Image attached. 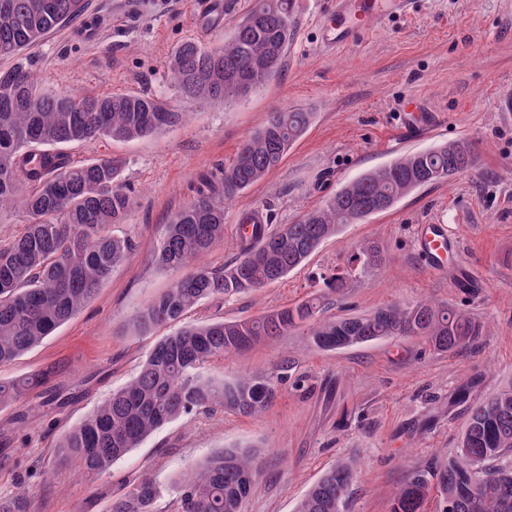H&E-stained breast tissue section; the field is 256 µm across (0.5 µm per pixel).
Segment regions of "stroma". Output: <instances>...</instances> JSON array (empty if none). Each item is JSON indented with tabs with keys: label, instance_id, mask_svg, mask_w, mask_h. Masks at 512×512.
Instances as JSON below:
<instances>
[{
	"label": "stroma",
	"instance_id": "1",
	"mask_svg": "<svg viewBox=\"0 0 512 512\" xmlns=\"http://www.w3.org/2000/svg\"><path fill=\"white\" fill-rule=\"evenodd\" d=\"M256 0H89L84 16L31 47L45 89L74 95L150 93L188 115L182 125L135 141L68 147L75 160L124 157L120 182L131 199L116 235L131 247L83 311L0 378L49 372L70 402L0 409V496L31 486L36 512H109L143 474L162 489L157 512H175L172 484L226 448L259 463L243 512H294L332 466L352 459L358 474L346 512H390L407 474L447 462L468 418L458 399L512 384V0H412L405 14L360 23L357 42L322 41L336 0H294L295 39L278 74L232 105L201 108L172 87L165 62L186 40L229 39ZM277 108L310 112L306 133L266 178L226 212L224 239L205 258L221 268L239 256V213L264 207L272 226L293 222L347 181L408 154L463 141L473 169L415 189L390 210L348 224L300 268L255 292L202 302L188 322L240 320L323 296L321 319L430 300L486 325L485 336L445 353L420 338H386L322 351L307 329L210 360L205 377L232 381L269 373L278 397L244 417L204 411L165 424L107 472L84 477L57 443L109 392L125 386L166 326L140 333L142 308L178 277L156 250L172 215L204 179L230 165L242 142ZM423 224L445 225L461 251L433 271L416 247ZM379 243L384 263L349 281L344 298L324 283L355 247Z\"/></svg>",
	"mask_w": 512,
	"mask_h": 512
}]
</instances>
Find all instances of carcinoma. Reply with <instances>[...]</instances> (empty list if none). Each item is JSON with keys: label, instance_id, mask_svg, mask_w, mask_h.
Wrapping results in <instances>:
<instances>
[{"label": "carcinoma", "instance_id": "carcinoma-1", "mask_svg": "<svg viewBox=\"0 0 512 512\" xmlns=\"http://www.w3.org/2000/svg\"><path fill=\"white\" fill-rule=\"evenodd\" d=\"M87 6V0H0V60L12 62L0 69V210L17 208L27 217L22 234L0 248V367L14 363L75 317L130 248L112 235V225L125 221L131 205L119 185L125 160L109 155L74 163L64 149L94 139L147 137L187 116L155 95L76 96L42 87L23 62L24 52ZM295 26L293 0H257L223 45H179L166 62L171 83L179 91L189 85L192 91L185 97L200 103L239 99L277 72ZM213 85L222 87L221 97L209 93ZM310 120L311 113L301 109L269 113L234 161L206 180L207 190L171 217L156 260L164 268L187 272L142 309L137 327L147 332L169 325L174 331L158 340L130 382L65 433L60 457L79 474L106 471L182 415L215 407L254 415L268 408L277 397L273 376L216 382L199 369L216 357L309 324L319 312L320 298L254 319L186 323L185 315L204 300L233 297L283 279L343 225L385 212L410 191L475 165L471 147L454 142L364 173L278 229L271 228L264 209L244 211L237 218L243 234L236 261L220 269L201 263L224 239L230 202L278 166ZM353 260L364 269L379 265V245H359ZM480 335V323L470 316L428 300L318 322L309 331L312 343L327 351L386 337L424 336L436 350L450 352ZM34 390L43 406L61 400L51 375L42 372L0 379V407ZM511 452L509 386L470 404L465 430L448 463L433 472L410 473L393 497L391 512H422L433 487L441 512H512V469L494 465ZM256 471L248 451L230 448L215 454L177 481L179 512H242ZM354 478V461L336 464L310 487L295 512H344ZM158 494L155 482L145 477L113 499L109 512H154ZM0 512H35L34 493L0 497Z\"/></svg>", "mask_w": 512, "mask_h": 512}]
</instances>
